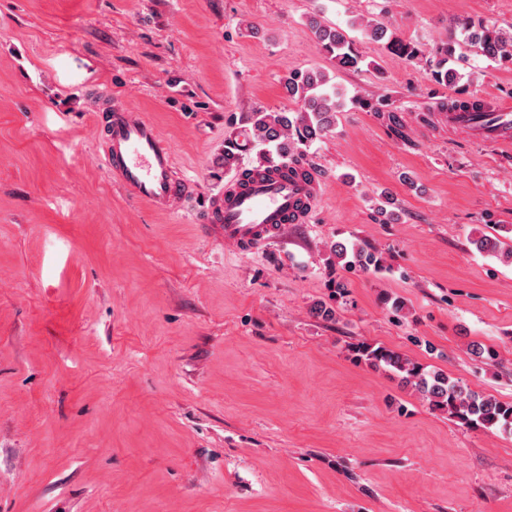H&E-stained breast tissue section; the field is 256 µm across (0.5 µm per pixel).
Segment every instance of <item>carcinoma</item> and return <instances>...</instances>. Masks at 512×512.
I'll use <instances>...</instances> for the list:
<instances>
[{"label":"carcinoma","instance_id":"obj_1","mask_svg":"<svg viewBox=\"0 0 512 512\" xmlns=\"http://www.w3.org/2000/svg\"><path fill=\"white\" fill-rule=\"evenodd\" d=\"M308 27L320 50L336 61L337 67L359 68L362 57L355 52L343 29L324 26L315 15L308 19ZM367 34L374 41L385 42L392 54L406 62L416 60L422 53L415 42L398 36L383 20L369 24ZM464 45L475 48L479 56L489 61L512 63V32L463 18L454 23L448 36L437 42L431 51L432 80L455 87L461 95L451 103L450 110L490 112L491 106L468 96V84L462 82L464 75L455 67V63L465 60V55L456 54ZM283 87L289 98L300 103L295 114L257 110L252 113L249 128L243 134L246 143L260 148L261 167L304 161L306 148L336 127V113L344 106L343 95L336 88L327 87L323 74L318 71L293 72L284 79ZM338 256L349 266L378 267V259L362 249L353 252L349 260L342 249L338 250ZM355 354L361 360L399 375L404 382L419 389L429 402L465 425L500 426L505 430L512 427V403L468 392L448 376L430 374L420 364L381 346L362 344L355 348Z\"/></svg>","mask_w":512,"mask_h":512}]
</instances>
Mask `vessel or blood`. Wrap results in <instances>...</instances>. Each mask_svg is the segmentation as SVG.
Here are the masks:
<instances>
[{
  "instance_id": "b4317fda",
  "label": "vessel or blood",
  "mask_w": 512,
  "mask_h": 512,
  "mask_svg": "<svg viewBox=\"0 0 512 512\" xmlns=\"http://www.w3.org/2000/svg\"><path fill=\"white\" fill-rule=\"evenodd\" d=\"M86 106L94 114L99 161L109 177L156 210H186L194 184L180 172L156 125L104 89H92ZM448 120L473 130L489 145L512 150L510 106L479 119L470 112H452ZM319 188V176L305 167L290 176L274 171L243 186L230 184L213 198L203 219L204 232L239 251H253L279 238L288 225L309 223Z\"/></svg>"
}]
</instances>
